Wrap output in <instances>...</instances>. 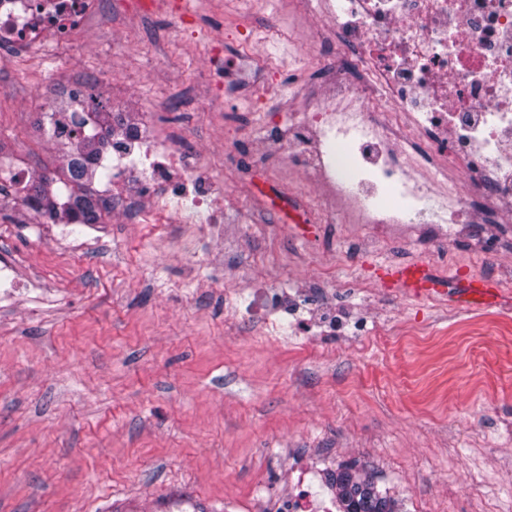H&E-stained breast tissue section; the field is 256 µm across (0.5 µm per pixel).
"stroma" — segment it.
<instances>
[{
	"label": "stroma",
	"instance_id": "1",
	"mask_svg": "<svg viewBox=\"0 0 512 512\" xmlns=\"http://www.w3.org/2000/svg\"><path fill=\"white\" fill-rule=\"evenodd\" d=\"M100 13L43 54L0 49V169L19 154L57 181L41 107L60 83L104 107H164L177 149L213 157L224 222L70 227L0 194V253L17 266L0 299V512H278L304 477L367 473L401 512H512V249L395 239L353 244L352 224H272L304 177L260 143L264 115L311 108L341 70L321 21L270 42L271 14L231 0L180 17ZM290 70L295 97L268 85ZM498 282L453 309L382 285L384 262ZM275 291L297 322L268 325Z\"/></svg>",
	"mask_w": 512,
	"mask_h": 512
}]
</instances>
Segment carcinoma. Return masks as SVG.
I'll use <instances>...</instances> for the list:
<instances>
[{
    "label": "carcinoma",
    "instance_id": "1",
    "mask_svg": "<svg viewBox=\"0 0 512 512\" xmlns=\"http://www.w3.org/2000/svg\"><path fill=\"white\" fill-rule=\"evenodd\" d=\"M102 116L101 112H68L63 116L69 125L66 156L72 161L74 176L86 184L98 173L95 161L112 147V125L103 123ZM89 123L94 125L91 134L85 133ZM50 186L51 183L41 177L30 187L37 213L51 221H69L75 215L80 224L101 223L103 209L93 195L84 191L70 193L62 201ZM328 481L336 492L342 512H399L396 500L382 495L367 475L354 469L330 472Z\"/></svg>",
    "mask_w": 512,
    "mask_h": 512
}]
</instances>
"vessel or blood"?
<instances>
[{
    "mask_svg": "<svg viewBox=\"0 0 512 512\" xmlns=\"http://www.w3.org/2000/svg\"><path fill=\"white\" fill-rule=\"evenodd\" d=\"M383 273L391 285L415 297L440 296L445 301L468 306L483 305L485 298L500 291L497 283L475 277L460 278L452 285L434 281L428 266L420 261L385 265Z\"/></svg>",
    "mask_w": 512,
    "mask_h": 512,
    "instance_id": "vessel-or-blood-1",
    "label": "vessel or blood"
}]
</instances>
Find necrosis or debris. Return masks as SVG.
Wrapping results in <instances>:
<instances>
[{
    "instance_id": "4bbe7bcc",
    "label": "necrosis or debris",
    "mask_w": 512,
    "mask_h": 512,
    "mask_svg": "<svg viewBox=\"0 0 512 512\" xmlns=\"http://www.w3.org/2000/svg\"><path fill=\"white\" fill-rule=\"evenodd\" d=\"M243 14H280L289 33L331 24L344 60L333 91L287 125L265 122L306 178L324 215L399 232L428 246L466 234L463 217L494 209L512 222V0H238ZM101 0H0V45L37 51L80 28ZM112 128L137 152L112 159L113 209L127 223L199 210L223 222L206 156L185 160L155 112L113 111ZM461 169L457 187L447 175ZM138 179L135 192L123 190Z\"/></svg>"
}]
</instances>
